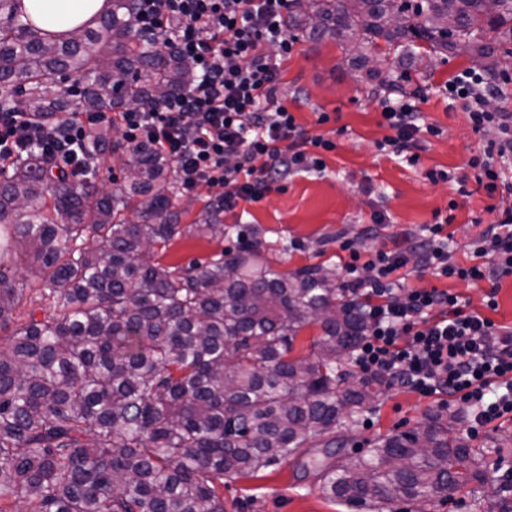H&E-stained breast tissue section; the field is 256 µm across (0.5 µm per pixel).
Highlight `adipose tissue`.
<instances>
[{
	"instance_id": "ef3b65f1",
	"label": "adipose tissue",
	"mask_w": 512,
	"mask_h": 512,
	"mask_svg": "<svg viewBox=\"0 0 512 512\" xmlns=\"http://www.w3.org/2000/svg\"><path fill=\"white\" fill-rule=\"evenodd\" d=\"M109 4L110 0H23L35 23H47L50 31L58 34L95 26Z\"/></svg>"
}]
</instances>
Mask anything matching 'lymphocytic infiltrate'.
Returning a JSON list of instances; mask_svg holds the SVG:
<instances>
[{
	"label": "lymphocytic infiltrate",
	"instance_id": "1",
	"mask_svg": "<svg viewBox=\"0 0 512 512\" xmlns=\"http://www.w3.org/2000/svg\"><path fill=\"white\" fill-rule=\"evenodd\" d=\"M293 0H135L134 28L155 44L174 47L194 62L193 83L148 109L71 114L38 123L24 113L0 110V168L39 151L50 165L82 177L88 163L77 148L87 127L111 122L128 148L151 143L172 163L182 193L205 186L218 190L225 211L257 203L280 191L288 177L322 172L324 155L335 143L311 136L297 123L278 90L282 64L294 39L285 28ZM474 131L495 125L508 129V115L485 107L496 85L459 79L449 84ZM381 116L389 130L378 148L415 163L419 134L439 135L407 98L386 103ZM512 158V138L491 143L472 157L476 182L487 194L504 190L495 158ZM488 220L471 243L469 264L456 262L447 226L435 218L414 236L411 252L364 251L349 241L339 248L342 288L367 320L354 356L359 374L384 378L389 386L424 396H447L470 410L467 433L500 419H512V325L495 323L469 310L460 294L443 288L407 289L410 272L470 284L488 282L486 306L497 309L501 281L512 276V202L490 204Z\"/></svg>",
	"mask_w": 512,
	"mask_h": 512
}]
</instances>
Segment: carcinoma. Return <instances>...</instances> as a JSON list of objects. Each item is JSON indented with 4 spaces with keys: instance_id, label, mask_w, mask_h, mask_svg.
I'll return each instance as SVG.
<instances>
[{
    "instance_id": "obj_1",
    "label": "carcinoma",
    "mask_w": 512,
    "mask_h": 512,
    "mask_svg": "<svg viewBox=\"0 0 512 512\" xmlns=\"http://www.w3.org/2000/svg\"><path fill=\"white\" fill-rule=\"evenodd\" d=\"M0 0V108L44 122L66 112L153 107L195 79L192 64L132 34L134 0H111L97 27L68 37L21 20ZM404 23L386 0H294L288 27L314 39L383 40L415 59L470 49L482 69L512 67V0H406ZM64 76L79 87L69 99ZM111 127L81 143L98 159ZM123 184L55 172L37 153L0 170V512H224V484L307 455L349 431L384 383L351 366L366 319L339 299L324 266L275 268L257 240L207 261L166 266L156 249L186 235L220 239L238 225L208 205L180 223L183 195L171 162L144 143L123 163ZM137 215L132 220L129 214ZM26 273L8 266L17 249ZM37 292L47 308L27 307ZM42 316H37L38 310ZM320 328L308 356L298 333ZM435 413L346 463L311 459L321 491L357 508L433 506L477 481L487 454ZM512 512V468L474 496Z\"/></svg>"
}]
</instances>
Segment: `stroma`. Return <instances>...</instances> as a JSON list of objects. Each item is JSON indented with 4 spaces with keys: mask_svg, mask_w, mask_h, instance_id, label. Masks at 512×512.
<instances>
[{
    "mask_svg": "<svg viewBox=\"0 0 512 512\" xmlns=\"http://www.w3.org/2000/svg\"><path fill=\"white\" fill-rule=\"evenodd\" d=\"M294 51L284 63L282 91L289 109L310 135H321L336 144L325 153V172L289 177L285 191L273 192L248 205L242 217L226 214L225 223H241L248 238L262 240L274 265L284 270L324 264L338 266L339 244L357 241L368 250L406 249L410 236L434 215H453L448 226L458 261H465L476 233L475 218L482 216L490 199L476 182H469L470 197L457 195L452 182H432L434 169L466 173L472 156L482 154L497 140V128L474 132L460 103L448 99L445 83L455 76L476 72L466 51L402 62L397 52L379 44L367 66L352 60L349 42L325 36L309 40L294 31ZM420 92L415 105L426 123L436 125L437 136L421 135L416 164L407 166L381 155L377 144L387 135L381 125L383 102L388 94ZM320 112L335 114V121L317 124ZM456 210H449V202ZM383 212L387 224L370 229L372 212ZM236 239H176L163 253V264L187 265L206 260L222 250H233ZM411 289L446 288L465 297L471 309L484 310L486 284L470 285L431 274H411ZM438 398L417 392L384 388L360 424L344 435L340 460L365 453L375 440L416 427L440 410ZM225 512H355L350 505L326 498L315 472L302 471L288 460L250 478L230 482L224 489Z\"/></svg>",
    "mask_w": 512,
    "mask_h": 512,
    "instance_id": "stroma-1",
    "label": "stroma"
}]
</instances>
